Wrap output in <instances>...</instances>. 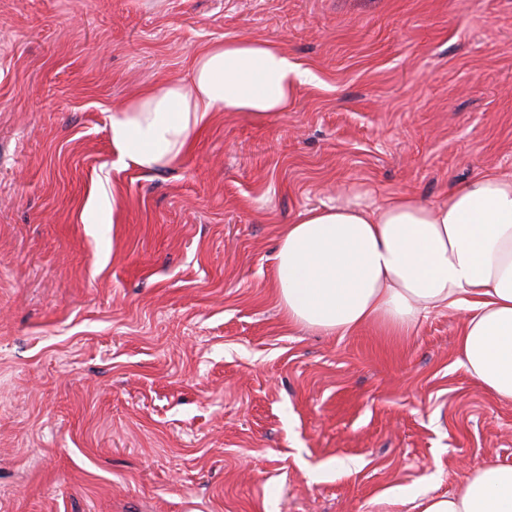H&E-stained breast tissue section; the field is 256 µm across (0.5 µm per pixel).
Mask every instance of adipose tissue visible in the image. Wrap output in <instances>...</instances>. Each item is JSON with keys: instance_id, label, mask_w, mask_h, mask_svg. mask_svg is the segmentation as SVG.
I'll return each mask as SVG.
<instances>
[{"instance_id": "adipose-tissue-1", "label": "adipose tissue", "mask_w": 512, "mask_h": 512, "mask_svg": "<svg viewBox=\"0 0 512 512\" xmlns=\"http://www.w3.org/2000/svg\"><path fill=\"white\" fill-rule=\"evenodd\" d=\"M302 72L273 41L200 47L190 75L146 88L110 118L112 148L135 166L165 168L219 112H287ZM271 286L289 323L346 336L370 323L408 334L433 312H465L460 360L498 400L512 402V175L478 173L442 199L398 193L375 203L355 190L282 225ZM417 512H512V465L488 463Z\"/></svg>"}]
</instances>
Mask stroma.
Instances as JSON below:
<instances>
[{"label":"stroma","mask_w":512,"mask_h":512,"mask_svg":"<svg viewBox=\"0 0 512 512\" xmlns=\"http://www.w3.org/2000/svg\"><path fill=\"white\" fill-rule=\"evenodd\" d=\"M279 43L293 108L144 171L113 108L195 51ZM512 174V0H0V512H413L512 465L463 313L290 324L281 225L348 188Z\"/></svg>","instance_id":"1"}]
</instances>
